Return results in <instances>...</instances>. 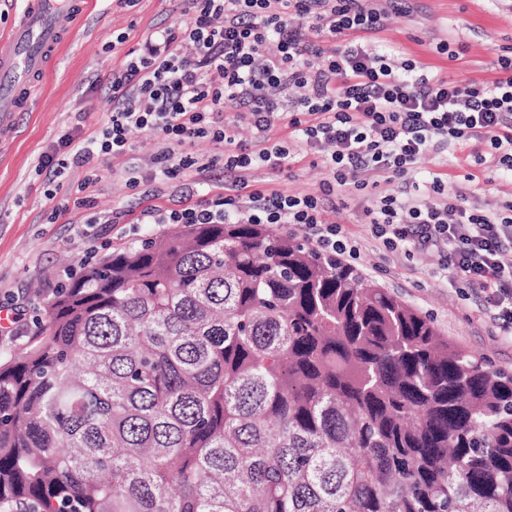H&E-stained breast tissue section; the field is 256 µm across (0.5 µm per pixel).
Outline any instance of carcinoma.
Listing matches in <instances>:
<instances>
[{
	"label": "carcinoma",
	"mask_w": 512,
	"mask_h": 512,
	"mask_svg": "<svg viewBox=\"0 0 512 512\" xmlns=\"http://www.w3.org/2000/svg\"><path fill=\"white\" fill-rule=\"evenodd\" d=\"M0 358V512H512V373L266 224L83 262Z\"/></svg>",
	"instance_id": "1"
}]
</instances>
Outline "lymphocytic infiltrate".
I'll use <instances>...</instances> for the list:
<instances>
[{"label": "lymphocytic infiltrate", "mask_w": 512, "mask_h": 512, "mask_svg": "<svg viewBox=\"0 0 512 512\" xmlns=\"http://www.w3.org/2000/svg\"><path fill=\"white\" fill-rule=\"evenodd\" d=\"M182 18L128 51L110 84L112 115L95 135H63L44 155L48 183L94 158L123 156L138 133L156 137L151 170L186 178L224 168V191L154 224H289L319 253L358 260L356 241L330 216L333 200L382 177L399 195H375L371 234L395 255L419 252L482 294L494 325L512 334V201L489 209L433 177L410 178L429 153L478 143L496 171L512 176V47L498 78L460 83L410 57L390 62L368 42L412 0H186ZM248 128L252 143L239 140ZM288 137H279L280 129ZM224 145L208 159L196 141ZM313 155L324 177L316 194L250 186L256 171L291 169Z\"/></svg>", "instance_id": "f902f5d3"}]
</instances>
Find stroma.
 I'll return each instance as SVG.
<instances>
[{
    "mask_svg": "<svg viewBox=\"0 0 512 512\" xmlns=\"http://www.w3.org/2000/svg\"><path fill=\"white\" fill-rule=\"evenodd\" d=\"M183 8V0H135L131 5L89 0L77 35L60 49L41 80L35 110L18 113L13 134L0 148V309L10 315L8 324L0 325L1 357L23 348L35 331L33 305L64 280L68 269L162 232V225L145 223L144 210L180 207L194 189L221 192L224 171L218 166L204 172L198 186L160 176L129 189L128 179L160 147L146 134L133 135L130 149L119 158L99 157L67 170L55 196H48L44 177L36 173L40 158L62 135L85 138L106 125L113 69L151 32L179 20ZM121 32L127 41L112 46L113 34ZM373 39L380 50L404 52L431 73L489 82L497 77L493 62L499 48L512 46V0H418L412 15L391 17ZM444 40L465 44V53L456 60L438 53L436 46ZM473 151V146L459 145L428 155L416 164L414 176L420 182L441 176L463 194L478 193L484 205L511 199L512 182L475 164ZM470 173L479 175L480 183L467 181ZM322 177L306 160L288 173L256 175L264 187L313 194ZM369 204L367 195L354 191L336 215L361 245L356 268L429 316L456 347L479 354L490 368L512 372V337L479 313L476 293L452 286L434 272L428 256L385 252L365 226Z\"/></svg>",
    "mask_w": 512,
    "mask_h": 512,
    "instance_id": "35a3bbf8",
    "label": "stroma"
}]
</instances>
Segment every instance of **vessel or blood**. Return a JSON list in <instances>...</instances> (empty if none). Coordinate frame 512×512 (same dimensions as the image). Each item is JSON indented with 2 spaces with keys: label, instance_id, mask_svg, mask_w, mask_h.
Here are the masks:
<instances>
[{
  "label": "vessel or blood",
  "instance_id": "obj_1",
  "mask_svg": "<svg viewBox=\"0 0 512 512\" xmlns=\"http://www.w3.org/2000/svg\"><path fill=\"white\" fill-rule=\"evenodd\" d=\"M82 14L80 0H27L0 34V141L11 136L16 113L33 111V84L45 75Z\"/></svg>",
  "mask_w": 512,
  "mask_h": 512
}]
</instances>
